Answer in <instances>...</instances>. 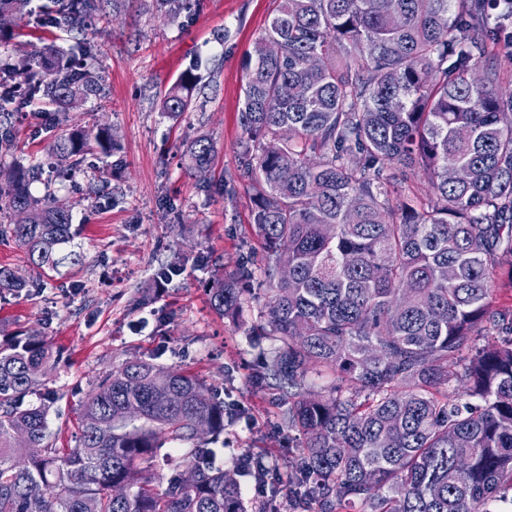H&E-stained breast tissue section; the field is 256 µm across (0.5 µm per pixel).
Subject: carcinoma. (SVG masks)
Masks as SVG:
<instances>
[{"label": "carcinoma", "mask_w": 512, "mask_h": 512, "mask_svg": "<svg viewBox=\"0 0 512 512\" xmlns=\"http://www.w3.org/2000/svg\"><path fill=\"white\" fill-rule=\"evenodd\" d=\"M29 0H0V44ZM174 22L199 0H140ZM488 0H278L245 53L234 181L265 252L264 303L249 336L273 345L257 379L300 444L285 461L291 512H512V61ZM98 0H49L39 22L84 33ZM93 45L0 57V112L45 102L64 115L99 96ZM189 69L161 112L192 108ZM77 124L54 165L112 152ZM212 139L186 145L206 175ZM460 178L448 180V169ZM14 164L0 186V237L55 270L78 255L73 203ZM253 273L217 265L211 307L237 323ZM25 282L0 266V293ZM36 333L0 341V512H249L238 477L269 463L214 464L241 417L200 379L125 361L81 404L67 450L49 442L54 398H25L54 366ZM39 448L34 454L31 449ZM168 473L157 470L159 462ZM164 480L157 492L153 485Z\"/></svg>", "instance_id": "carcinoma-1"}]
</instances>
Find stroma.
<instances>
[{
	"label": "stroma",
	"instance_id": "35a3bbf8",
	"mask_svg": "<svg viewBox=\"0 0 512 512\" xmlns=\"http://www.w3.org/2000/svg\"><path fill=\"white\" fill-rule=\"evenodd\" d=\"M275 0H201L198 10L171 23L128 9L107 15L89 32L88 59L104 90L62 116L52 107L0 117L13 147L0 167L45 162L54 135L73 122L112 128L111 156L92 151L69 176L34 182L33 195L52 191L76 204L75 244L82 262L55 273L32 265L13 239H0V266L27 282L0 294V339L16 331L44 336L59 356L44 391L53 393L51 441L72 448L81 426L80 404L93 385L130 358L198 376L249 418L228 426L217 465L251 453L281 460L294 441L276 425L279 409L254 378L258 346L215 313L206 282L212 263L232 270L248 262L262 279V247L251 228L244 190H224L234 175L243 131L239 123L246 51L261 37ZM71 34L28 22L14 29L0 54L19 58L34 45L66 50ZM197 66L201 81L191 112L176 120L160 110L164 93ZM210 135L216 153L207 177L186 166L188 140ZM179 271L159 273L173 256Z\"/></svg>",
	"mask_w": 512,
	"mask_h": 512
}]
</instances>
